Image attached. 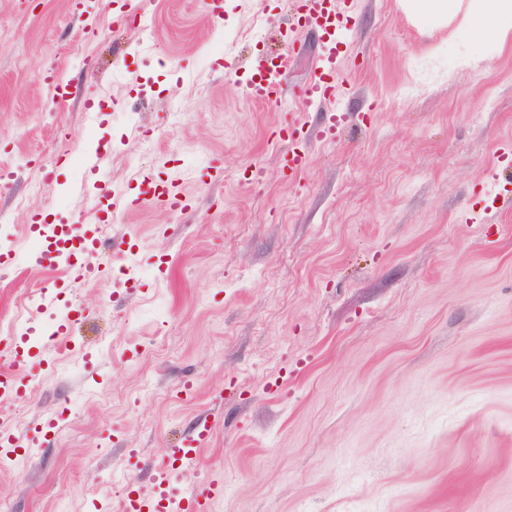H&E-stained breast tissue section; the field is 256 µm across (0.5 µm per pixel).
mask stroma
Here are the masks:
<instances>
[{"label":"stroma","instance_id":"obj_1","mask_svg":"<svg viewBox=\"0 0 512 512\" xmlns=\"http://www.w3.org/2000/svg\"><path fill=\"white\" fill-rule=\"evenodd\" d=\"M354 2L329 114L298 106L323 45L295 0H145V31L113 0H0V347L36 327L29 398L0 404L39 440L0 474L14 512H120L204 422L166 478L223 482L209 512H512V39ZM266 55L274 105L243 91ZM138 166L191 208L141 200ZM42 213L101 240L108 281L40 305L64 272L34 258ZM72 302L59 353L41 331ZM212 428L208 423L197 426L177 448H172V456L185 468L193 467L199 458L201 448L209 441Z\"/></svg>","mask_w":512,"mask_h":512}]
</instances>
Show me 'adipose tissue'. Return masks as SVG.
Here are the masks:
<instances>
[{"label": "adipose tissue", "instance_id": "ef3b65f1", "mask_svg": "<svg viewBox=\"0 0 512 512\" xmlns=\"http://www.w3.org/2000/svg\"><path fill=\"white\" fill-rule=\"evenodd\" d=\"M406 14L430 26L450 24L463 17L479 40L501 42L512 36V0H401Z\"/></svg>", "mask_w": 512, "mask_h": 512}]
</instances>
